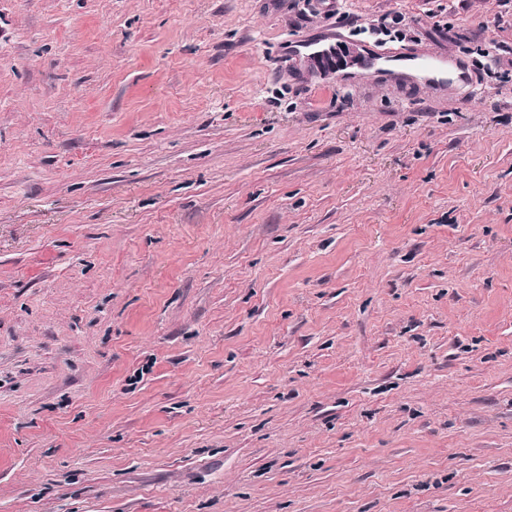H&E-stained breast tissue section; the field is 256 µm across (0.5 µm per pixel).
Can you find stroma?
I'll return each instance as SVG.
<instances>
[{"label": "stroma", "mask_w": 512, "mask_h": 512, "mask_svg": "<svg viewBox=\"0 0 512 512\" xmlns=\"http://www.w3.org/2000/svg\"><path fill=\"white\" fill-rule=\"evenodd\" d=\"M0 512H512V0H0ZM366 57L356 45H338L323 47L306 57L307 66L312 73H337L350 67L366 68Z\"/></svg>", "instance_id": "stroma-1"}]
</instances>
